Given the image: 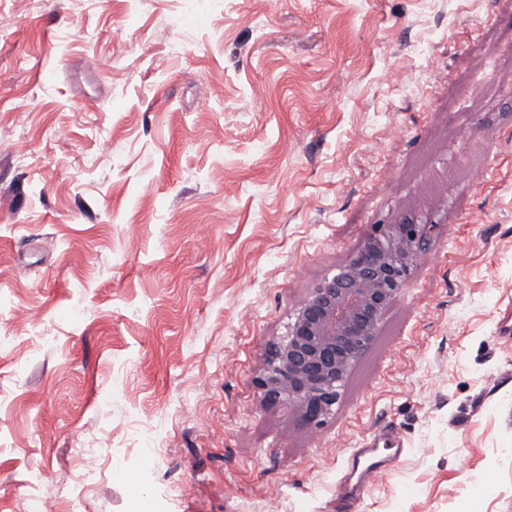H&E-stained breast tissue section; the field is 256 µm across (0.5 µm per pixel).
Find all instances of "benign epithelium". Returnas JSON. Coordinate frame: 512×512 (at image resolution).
I'll list each match as a JSON object with an SVG mask.
<instances>
[{"instance_id":"obj_1","label":"benign epithelium","mask_w":512,"mask_h":512,"mask_svg":"<svg viewBox=\"0 0 512 512\" xmlns=\"http://www.w3.org/2000/svg\"><path fill=\"white\" fill-rule=\"evenodd\" d=\"M432 228L410 218L379 225L346 265L310 290L286 332L267 345L256 380L263 403L293 405L305 424L322 423L387 308L407 286Z\"/></svg>"}]
</instances>
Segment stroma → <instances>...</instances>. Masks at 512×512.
<instances>
[{"label":"stroma","mask_w":512,"mask_h":512,"mask_svg":"<svg viewBox=\"0 0 512 512\" xmlns=\"http://www.w3.org/2000/svg\"><path fill=\"white\" fill-rule=\"evenodd\" d=\"M408 216L332 414L263 404ZM387 437L354 512H512V0H0V512H337ZM432 228L410 218L379 224L346 265L310 290L286 332L267 345L256 380L263 403L293 405L308 426L322 423L387 308L407 286Z\"/></svg>","instance_id":"stroma-1"}]
</instances>
